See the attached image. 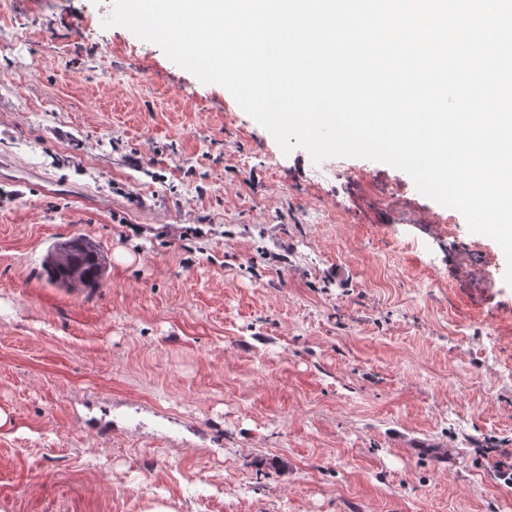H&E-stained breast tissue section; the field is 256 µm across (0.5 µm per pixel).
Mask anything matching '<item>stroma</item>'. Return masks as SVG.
I'll list each match as a JSON object with an SVG mask.
<instances>
[{
  "mask_svg": "<svg viewBox=\"0 0 512 512\" xmlns=\"http://www.w3.org/2000/svg\"><path fill=\"white\" fill-rule=\"evenodd\" d=\"M112 9L0 0V512H512L499 245ZM52 282L66 286L91 288L100 284L105 273V259L88 241L77 239L61 244L45 263Z\"/></svg>",
  "mask_w": 512,
  "mask_h": 512,
  "instance_id": "35a3bbf8",
  "label": "stroma"
}]
</instances>
